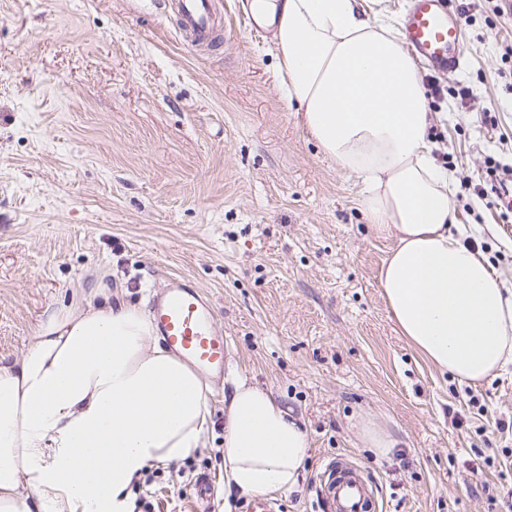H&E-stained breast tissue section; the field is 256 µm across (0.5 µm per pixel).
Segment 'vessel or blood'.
Returning a JSON list of instances; mask_svg holds the SVG:
<instances>
[{"mask_svg": "<svg viewBox=\"0 0 512 512\" xmlns=\"http://www.w3.org/2000/svg\"><path fill=\"white\" fill-rule=\"evenodd\" d=\"M175 18L191 42L211 40L222 16L216 0H176ZM408 51L440 73L455 74L464 64L461 27L446 0H410L404 29ZM166 345L210 377H223L229 346L213 328V304L189 280L173 279L157 293L149 308ZM321 512H378L373 479L347 458L328 463L317 486Z\"/></svg>", "mask_w": 512, "mask_h": 512, "instance_id": "b4317fda", "label": "vessel or blood"}]
</instances>
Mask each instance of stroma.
<instances>
[{
    "instance_id": "stroma-1",
    "label": "stroma",
    "mask_w": 512,
    "mask_h": 512,
    "mask_svg": "<svg viewBox=\"0 0 512 512\" xmlns=\"http://www.w3.org/2000/svg\"><path fill=\"white\" fill-rule=\"evenodd\" d=\"M218 52L175 30L167 0H0V357H18L42 311L112 275L147 305L172 277L198 285L231 346L208 448L154 465L152 512H245L224 493V399L242 374L309 432L284 512H319L323 468L352 457L384 512H504L512 489V367L470 386L401 335L378 276L393 242L356 203V179L283 99L272 32L250 0H220ZM463 68H421L429 139L453 170L459 224L512 289V210L490 167L512 166V17L452 0ZM396 439L363 447L360 419ZM488 458L481 478L468 459ZM208 474L217 493L198 503Z\"/></svg>"
}]
</instances>
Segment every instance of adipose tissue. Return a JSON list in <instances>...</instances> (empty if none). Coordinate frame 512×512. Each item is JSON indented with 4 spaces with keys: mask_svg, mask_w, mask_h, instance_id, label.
<instances>
[{
    "mask_svg": "<svg viewBox=\"0 0 512 512\" xmlns=\"http://www.w3.org/2000/svg\"><path fill=\"white\" fill-rule=\"evenodd\" d=\"M272 26L284 97L357 204L394 243L378 282L410 345L458 382L512 365V290L457 227L453 177L432 155L421 74L397 27L357 0H252ZM211 386L160 345L143 309L97 277L46 308L22 354L0 358V512H136L148 466L193 458L213 426ZM224 483L297 488L310 440L241 376L224 401Z\"/></svg>",
    "mask_w": 512,
    "mask_h": 512,
    "instance_id": "1",
    "label": "adipose tissue"
}]
</instances>
